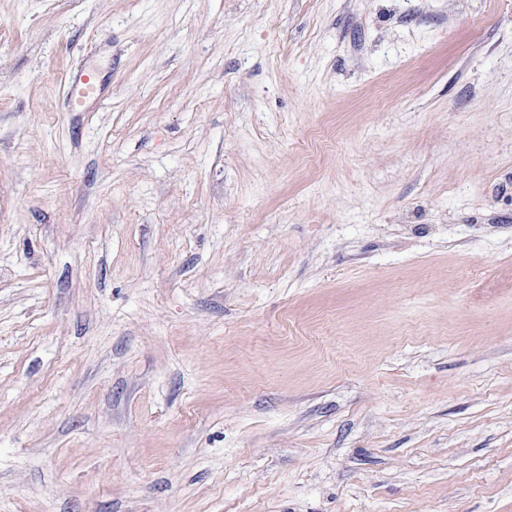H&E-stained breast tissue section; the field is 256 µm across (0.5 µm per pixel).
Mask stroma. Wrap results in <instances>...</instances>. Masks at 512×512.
I'll return each instance as SVG.
<instances>
[{
	"label": "stroma",
	"instance_id": "stroma-1",
	"mask_svg": "<svg viewBox=\"0 0 512 512\" xmlns=\"http://www.w3.org/2000/svg\"><path fill=\"white\" fill-rule=\"evenodd\" d=\"M0 512H512V0H0Z\"/></svg>",
	"mask_w": 512,
	"mask_h": 512
}]
</instances>
